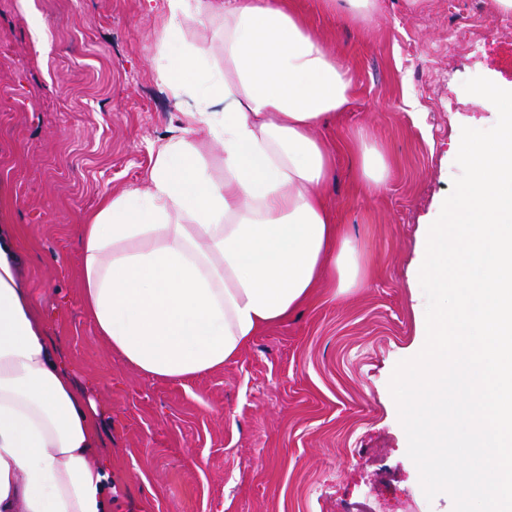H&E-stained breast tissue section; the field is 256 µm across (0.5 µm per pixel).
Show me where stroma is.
Masks as SVG:
<instances>
[{"mask_svg": "<svg viewBox=\"0 0 512 512\" xmlns=\"http://www.w3.org/2000/svg\"><path fill=\"white\" fill-rule=\"evenodd\" d=\"M165 0H0V224L20 279L76 388L102 411L112 512H453L426 499L389 381L426 341V225L459 176L462 127L491 111L463 88L512 86V11L496 0H379L366 23L296 0L349 67V109L320 137L340 148L324 192L356 248L358 282L324 283L224 368L143 376L98 337L82 301L79 224L102 195L147 190L182 115L158 81L176 68ZM466 33L450 49L449 30ZM383 150L385 189L363 192L359 133Z\"/></svg>", "mask_w": 512, "mask_h": 512, "instance_id": "1", "label": "stroma"}]
</instances>
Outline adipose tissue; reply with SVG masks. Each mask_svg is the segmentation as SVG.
Segmentation results:
<instances>
[{"instance_id":"1","label":"adipose tissue","mask_w":512,"mask_h":512,"mask_svg":"<svg viewBox=\"0 0 512 512\" xmlns=\"http://www.w3.org/2000/svg\"><path fill=\"white\" fill-rule=\"evenodd\" d=\"M223 19L224 69L202 75L186 43L158 76L190 97L160 145L146 193L103 195L80 225L82 298L126 365L183 380L224 366L323 280L359 271L322 193L336 147L317 134L353 94L348 67L288 0H165L163 31ZM219 144L223 176L200 147ZM0 225V512H112V467L95 463L97 407L51 354Z\"/></svg>"}]
</instances>
